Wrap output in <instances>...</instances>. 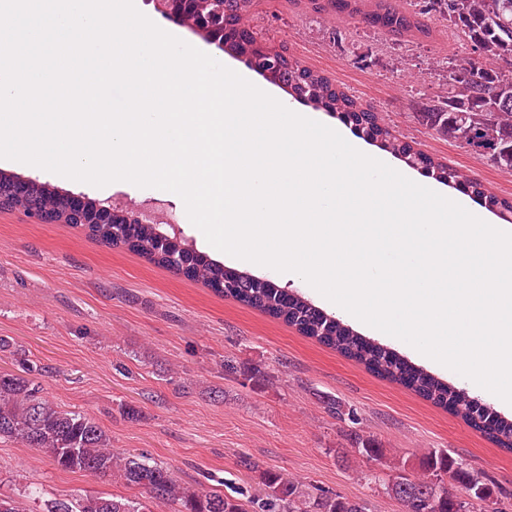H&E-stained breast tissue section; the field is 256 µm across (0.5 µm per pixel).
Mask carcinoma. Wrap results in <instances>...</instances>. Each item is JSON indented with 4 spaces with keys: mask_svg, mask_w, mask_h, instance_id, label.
<instances>
[{
    "mask_svg": "<svg viewBox=\"0 0 512 512\" xmlns=\"http://www.w3.org/2000/svg\"><path fill=\"white\" fill-rule=\"evenodd\" d=\"M224 29H245L251 0H222ZM328 8L349 18L362 17L372 27L406 45L431 38L446 28L453 40L470 48L482 60L475 66L456 54L437 61L448 73L446 91L416 102L422 123L454 140L497 168L512 172V0H330ZM252 70L288 94L300 91L314 108L337 114L354 125L361 135L378 142L391 154L445 184L462 183L466 192L484 207L504 218L512 215V199L491 193L465 172L449 167L400 140L382 119L364 108L354 96L334 85L282 47L264 44L247 57ZM16 210L38 209L48 221L65 219L91 240L135 252L150 263L177 271L172 256L187 263L185 278L198 281L218 295L268 314L342 355L364 365L370 372L414 391L425 400L450 411L468 426L484 433L497 446L512 450V420L481 405L478 400L416 366L398 354L366 338L341 320L328 315L299 294L280 288L211 258L186 240L160 244L155 224H86L83 218L56 211L53 190L34 188L24 197L4 193ZM0 438L35 448L58 468L110 476L129 487L144 490L152 502L125 497L83 495L73 502L52 500L43 512H153L162 504L169 512H370L369 503L353 500L315 485L307 487L279 472L259 474L260 493L243 499L216 491H198L177 483L169 469L135 453L112 450L109 437L93 420L62 410L40 395L29 379L0 373ZM429 472L452 475L473 498L489 496L481 481L462 471L445 452L422 461ZM438 501V512H457V498L440 485L412 479L395 491L393 498L406 512H424V492ZM31 494L0 496V512H33Z\"/></svg>",
    "mask_w": 512,
    "mask_h": 512,
    "instance_id": "cac0c4a2",
    "label": "carcinoma"
}]
</instances>
